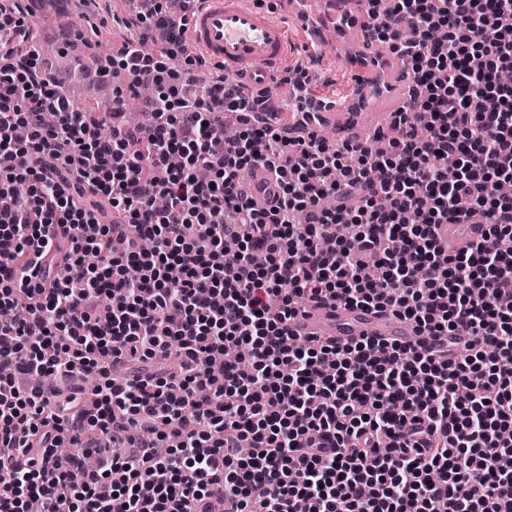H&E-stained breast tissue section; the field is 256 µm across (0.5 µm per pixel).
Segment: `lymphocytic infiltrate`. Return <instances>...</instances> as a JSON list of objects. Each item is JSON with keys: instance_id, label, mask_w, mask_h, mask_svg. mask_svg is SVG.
Instances as JSON below:
<instances>
[{"instance_id": "1", "label": "lymphocytic infiltrate", "mask_w": 512, "mask_h": 512, "mask_svg": "<svg viewBox=\"0 0 512 512\" xmlns=\"http://www.w3.org/2000/svg\"><path fill=\"white\" fill-rule=\"evenodd\" d=\"M178 2L113 16L151 49L99 58L112 114L151 120L106 137L24 0L0 5V512H512V0H364L410 81L386 152L289 136L270 92L199 80ZM257 166L272 204L240 180ZM477 214L437 262L436 228ZM56 230L67 265L29 287ZM336 306L448 342L291 334ZM231 344L245 361L200 362Z\"/></svg>"}]
</instances>
